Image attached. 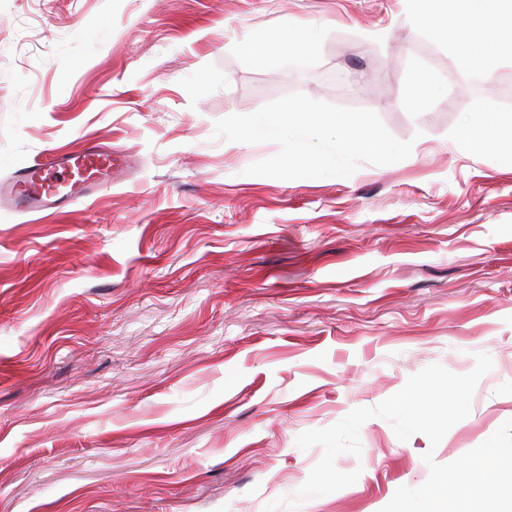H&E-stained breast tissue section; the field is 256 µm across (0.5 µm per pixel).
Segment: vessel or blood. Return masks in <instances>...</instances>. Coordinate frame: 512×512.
<instances>
[{"instance_id":"b4317fda","label":"vessel or blood","mask_w":512,"mask_h":512,"mask_svg":"<svg viewBox=\"0 0 512 512\" xmlns=\"http://www.w3.org/2000/svg\"><path fill=\"white\" fill-rule=\"evenodd\" d=\"M54 165L57 176L45 174L37 162L0 184V215L37 213L85 200L111 185L113 175L124 171L129 160L93 145L57 156Z\"/></svg>"}]
</instances>
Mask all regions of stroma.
<instances>
[{
    "mask_svg": "<svg viewBox=\"0 0 512 512\" xmlns=\"http://www.w3.org/2000/svg\"><path fill=\"white\" fill-rule=\"evenodd\" d=\"M293 26L301 48L275 37ZM408 0H0V182L97 144L127 176L0 218V512H263L320 460L302 432L431 364L493 369L438 446L380 417L357 481L299 512H381L512 419V115ZM376 112L411 155L246 175L214 124L284 95ZM503 137H508L512 144V122L511 116L507 121H502L488 126L480 133L471 134V129L468 132L469 142L477 143L482 149H490L506 145L502 140ZM508 139V142H509Z\"/></svg>",
    "mask_w": 512,
    "mask_h": 512,
    "instance_id": "35a3bbf8",
    "label": "stroma"
}]
</instances>
